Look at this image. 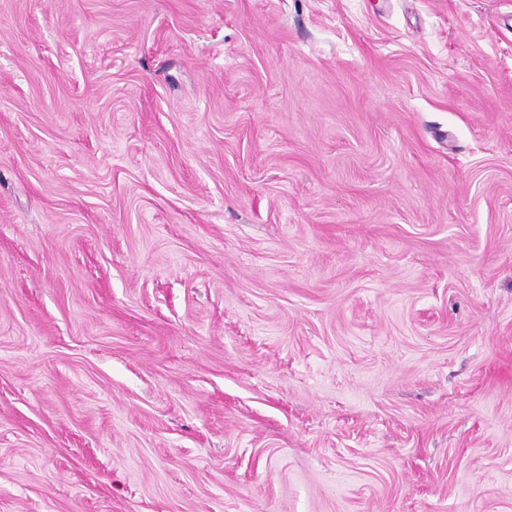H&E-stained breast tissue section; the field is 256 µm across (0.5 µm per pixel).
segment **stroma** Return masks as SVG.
I'll return each mask as SVG.
<instances>
[{
    "label": "stroma",
    "instance_id": "1",
    "mask_svg": "<svg viewBox=\"0 0 512 512\" xmlns=\"http://www.w3.org/2000/svg\"><path fill=\"white\" fill-rule=\"evenodd\" d=\"M0 512H512V0H0Z\"/></svg>",
    "mask_w": 512,
    "mask_h": 512
}]
</instances>
